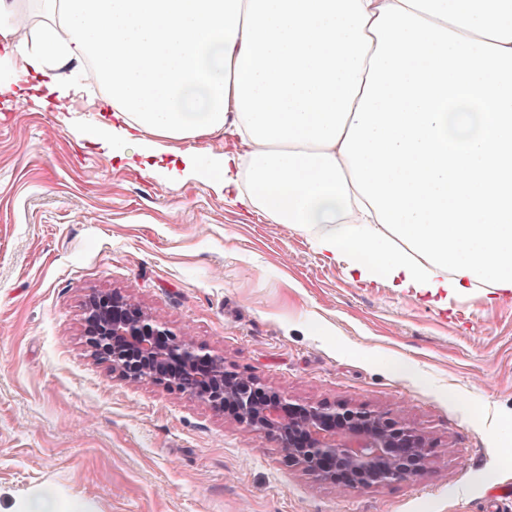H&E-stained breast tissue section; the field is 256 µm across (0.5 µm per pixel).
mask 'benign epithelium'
I'll list each match as a JSON object with an SVG mask.
<instances>
[{
	"label": "benign epithelium",
	"instance_id": "obj_1",
	"mask_svg": "<svg viewBox=\"0 0 512 512\" xmlns=\"http://www.w3.org/2000/svg\"><path fill=\"white\" fill-rule=\"evenodd\" d=\"M83 335L91 355L121 379L148 380L204 402L272 440L288 464L341 491L401 482L430 465L429 437L404 417L341 402L294 403L122 295L86 299Z\"/></svg>",
	"mask_w": 512,
	"mask_h": 512
}]
</instances>
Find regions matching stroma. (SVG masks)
<instances>
[{
  "label": "stroma",
  "mask_w": 512,
  "mask_h": 512,
  "mask_svg": "<svg viewBox=\"0 0 512 512\" xmlns=\"http://www.w3.org/2000/svg\"><path fill=\"white\" fill-rule=\"evenodd\" d=\"M90 112L0 116V512L50 487L87 512H512V293L440 309L349 281L291 224L85 145ZM118 292L299 401L403 414L433 459L341 493L202 401L94 361Z\"/></svg>",
  "instance_id": "1"
}]
</instances>
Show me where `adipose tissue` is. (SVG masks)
I'll list each match as a JSON object with an SVG mask.
<instances>
[{"label": "adipose tissue", "instance_id": "obj_1", "mask_svg": "<svg viewBox=\"0 0 512 512\" xmlns=\"http://www.w3.org/2000/svg\"><path fill=\"white\" fill-rule=\"evenodd\" d=\"M0 0V105L95 113L81 138L293 224L442 308L512 292V0ZM96 61L84 98L66 62ZM231 126L247 152L186 141Z\"/></svg>", "mask_w": 512, "mask_h": 512}]
</instances>
